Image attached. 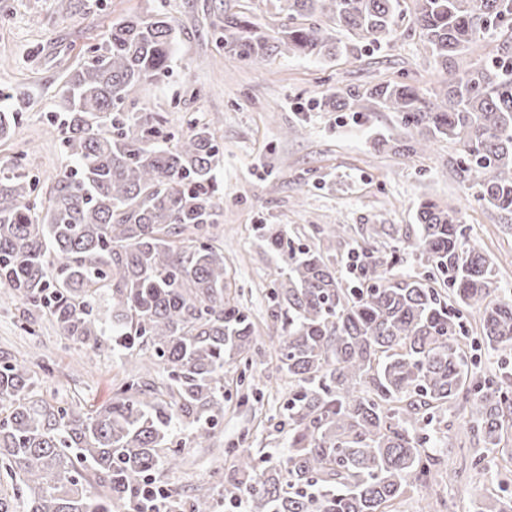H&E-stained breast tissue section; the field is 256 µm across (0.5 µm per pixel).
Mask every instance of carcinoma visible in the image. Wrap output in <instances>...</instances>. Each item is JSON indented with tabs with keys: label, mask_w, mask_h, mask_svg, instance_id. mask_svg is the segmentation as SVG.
Wrapping results in <instances>:
<instances>
[{
	"label": "carcinoma",
	"mask_w": 512,
	"mask_h": 512,
	"mask_svg": "<svg viewBox=\"0 0 512 512\" xmlns=\"http://www.w3.org/2000/svg\"><path fill=\"white\" fill-rule=\"evenodd\" d=\"M288 22L271 32L224 13L215 41L259 69L288 50L326 57L340 45L312 21L325 15L355 38L379 43L394 31L401 0H279ZM414 24L448 71L441 103L387 81L346 93L339 106L358 116L375 101L414 134L409 155L446 137L461 146L460 171L477 201L512 215V42L495 59L448 69L487 30H512V0H413ZM171 21L129 18L89 48L65 81V137L76 166L47 195L25 163L0 165V284L41 309L74 345L103 341L162 368L160 388L135 372L95 409L45 396L23 361H0V466L26 493L27 512H150L151 472L168 458L179 425L204 448L224 417V370L251 367L253 323L224 296V247L216 232L220 147L209 123L187 121L171 136L161 116L127 109L144 82L164 76L175 42ZM411 243L425 278L396 279L399 230L384 224L349 247L342 224L317 228L336 240L296 249L272 224L257 230L284 261L266 295L268 335L288 396L274 431L288 453L255 457L230 448L246 512H392L409 486L427 489L448 411H467L475 443L499 445L512 421V377L469 372L465 312L481 314L480 338L512 349V299L496 295L494 263L466 244L457 211L431 201L416 210ZM377 236L395 242L380 255ZM347 248V253L333 249ZM347 271L346 279L342 271ZM108 296L112 320L94 312ZM89 471L108 489L86 493ZM168 512H212L208 498L168 493Z\"/></svg>",
	"instance_id": "1"
}]
</instances>
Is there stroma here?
Segmentation results:
<instances>
[{
  "label": "stroma",
  "mask_w": 512,
  "mask_h": 512,
  "mask_svg": "<svg viewBox=\"0 0 512 512\" xmlns=\"http://www.w3.org/2000/svg\"><path fill=\"white\" fill-rule=\"evenodd\" d=\"M244 12L251 25L271 30L283 21L273 0H0V93L21 99V118L0 139V161L24 158L37 165L49 188L72 164L60 148L64 109L61 86L86 49L102 42L113 22L158 14L172 18L176 40L167 77L141 85L132 111L166 116L174 130L187 120L212 123L223 152L217 174L223 217L224 263L231 292L254 324L258 350L252 370L264 395L241 401L239 374L224 376V417L210 448L195 447L189 430L172 435L178 466L159 465L157 486L190 498L208 495L214 512H234L233 448L259 450L288 393V377L271 359L265 295L278 264L252 232L256 224L284 225L295 243L315 246L314 226L342 224L349 241L375 224H396L415 237L418 204L430 200L459 212L469 240L495 262L496 285L512 295V223L478 202L471 181L457 168L460 146L448 138L417 155L391 149L407 132L395 113L368 104L364 118L334 109L339 96L388 80H401L430 96L441 73L415 31L409 11L396 19L381 47L335 58L281 52L260 70L225 55L212 26L225 11ZM0 358H26L49 366L42 386L49 400L82 408L112 396L126 358L102 345L91 356L65 340L38 309L0 286ZM468 420L449 412L448 428L434 448L440 462L432 491L409 488L396 512H481L488 497L512 495V428L491 462L466 480H449L471 453Z\"/></svg>",
  "instance_id": "obj_1"
}]
</instances>
